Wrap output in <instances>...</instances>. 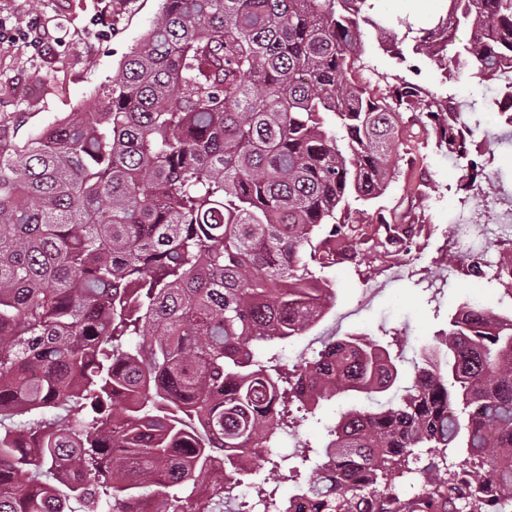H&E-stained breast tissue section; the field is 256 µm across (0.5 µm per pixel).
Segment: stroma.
<instances>
[{"label":"stroma","instance_id":"stroma-1","mask_svg":"<svg viewBox=\"0 0 512 512\" xmlns=\"http://www.w3.org/2000/svg\"><path fill=\"white\" fill-rule=\"evenodd\" d=\"M160 6V0H0V16L38 17L46 40L42 48L25 40L0 43V144L20 142L68 112L90 105L96 89L119 76L121 62L142 41ZM442 8V0H421L415 12L407 8L406 0H377V11L391 20L392 37L400 41L407 57L396 58L376 36H369L362 55L363 74L375 85L405 80L440 98L475 104L478 123L473 131L481 143L505 131L496 108L489 105L497 84L467 74L446 76L436 62L411 52L408 30L432 27ZM103 12L108 15L104 25L98 22ZM409 149L412 162L403 164L398 182L367 210L372 213L381 207L420 225L413 247L415 275L392 281L374 297H366L384 256L372 248L374 225H356L353 255L338 259L323 272L335 300L315 328L285 345L288 365L312 357L326 337L362 335L395 342L404 356L401 373L407 379L414 373L419 350L447 328L449 315L462 304L512 310V301L502 298L489 269L471 271L448 264L452 214L475 207L484 221L491 222L501 203L512 197V149L501 146L483 156L488 172L503 176L505 186L478 197L461 187L465 161L438 149L434 138L419 136ZM438 279L443 280V288H435ZM362 403V397L355 395L324 402L313 418L290 429L288 438L296 446L320 442L341 411Z\"/></svg>","mask_w":512,"mask_h":512}]
</instances>
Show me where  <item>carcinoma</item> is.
Here are the masks:
<instances>
[{
  "label": "carcinoma",
  "instance_id": "1",
  "mask_svg": "<svg viewBox=\"0 0 512 512\" xmlns=\"http://www.w3.org/2000/svg\"><path fill=\"white\" fill-rule=\"evenodd\" d=\"M412 51L497 80L512 64V0H443ZM375 0H164L93 105L0 147V512H216L218 462L268 448L354 392L325 440L296 450L313 477L273 512H512V315L465 304L400 385V353L349 335L287 368L273 342L314 328L322 270L354 225L374 247L403 219L354 208L401 173L407 124L453 154L466 113L408 81L356 77ZM469 32L456 45L459 27ZM493 188L485 166L463 176ZM23 425H4L6 416ZM119 449L132 467L114 468ZM423 448L422 496L387 506ZM50 474L55 483L41 480Z\"/></svg>",
  "mask_w": 512,
  "mask_h": 512
}]
</instances>
